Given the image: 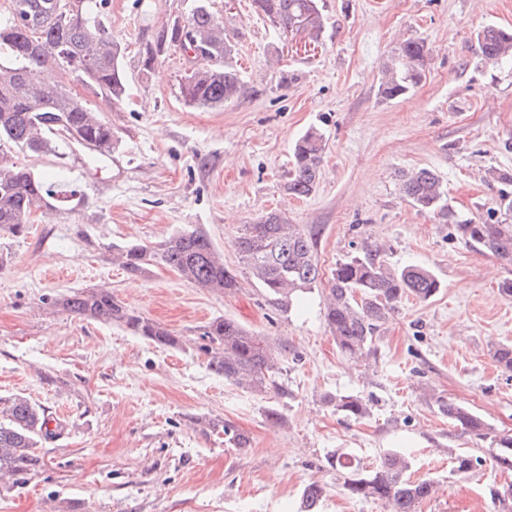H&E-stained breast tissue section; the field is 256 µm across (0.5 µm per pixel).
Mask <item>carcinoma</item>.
I'll return each mask as SVG.
<instances>
[{"label": "carcinoma", "mask_w": 512, "mask_h": 512, "mask_svg": "<svg viewBox=\"0 0 512 512\" xmlns=\"http://www.w3.org/2000/svg\"><path fill=\"white\" fill-rule=\"evenodd\" d=\"M57 0H12L8 17L0 19V144L13 143L36 155L56 154L65 146H80L109 155L115 144L112 126L69 93L60 80H37L45 66L64 78L81 76L89 91L120 102L127 92L122 65L125 49L112 39L106 20L109 0H77L67 14L57 12ZM255 7L282 33L294 31L301 18L310 19L309 39L324 27L319 0H254ZM193 50V67L183 77L180 94L188 106L220 108L247 91L237 70L229 63L231 41L224 22L195 0L190 13L162 26L140 51L141 66L150 70L169 50ZM481 60L493 65L512 64V28L488 25L478 34ZM427 48L417 39L403 41L384 69L380 84L389 99L405 95L426 73ZM326 150L324 135L308 130L293 149V168L283 184L286 195H311L322 176ZM400 192L414 208L433 212L444 221L452 215L438 174L420 168L401 175ZM56 176H37L25 167L0 164V229L24 234L34 209L60 198ZM453 234L473 247L512 263V224L488 218L455 222ZM319 231L288 223L277 211L244 225L236 250L254 285L263 290L268 304L289 305L292 296L322 279L317 259ZM127 273L137 275L160 265L176 272L197 288L234 294L241 290L239 274L224 265V258L200 230L177 232L155 245L135 244L118 253ZM324 319L336 346L346 358L366 360L374 355L377 335L403 300L425 302L434 297L441 282L419 265L392 268L380 260L370 245L362 253L339 261L330 271ZM59 310L106 324H116L156 346L177 348L182 337L167 326L128 308L106 288L61 294L53 301ZM199 349L208 365L224 380L256 393L270 390L285 396L288 390L276 381L279 347L243 324L218 317L199 327ZM328 402L344 416L361 420L369 408L355 395H332ZM440 411L463 432L491 438L497 448L494 460L512 469V435H493L489 424L469 409L440 398ZM64 426L42 407L23 396L0 403V479L26 474L41 465L40 443L62 436ZM332 468L345 474L343 488L352 498L380 501L389 512H419L420 504L434 492V482L413 480L409 462L390 453L371 467L350 454L329 459ZM325 496L324 488L311 483L304 488L306 512H313Z\"/></svg>", "instance_id": "carcinoma-1"}]
</instances>
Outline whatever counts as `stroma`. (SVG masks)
<instances>
[{
	"mask_svg": "<svg viewBox=\"0 0 512 512\" xmlns=\"http://www.w3.org/2000/svg\"><path fill=\"white\" fill-rule=\"evenodd\" d=\"M318 42L284 39L252 0H209L234 32L231 64L249 92L218 109L184 104L190 61L161 57L142 71L139 51L191 0H110L108 27L125 48L129 96L107 105L70 83L111 125L108 156L85 148L40 157L7 144L0 161L79 186L81 202L36 209L25 235L0 230V396L27 397L64 421L42 443L37 471L0 481V512H301L302 490L325 486L318 512H385L349 497L329 457L363 465L397 451L412 479L437 493L420 512H512V485L490 441L463 434L437 399L480 415L493 434H512V372L496 346L512 345V299L498 285L512 264L452 238L448 224L402 198V173L434 170L449 210L481 220L512 185L485 182L512 172V65L484 64L477 35L512 27V0H320ZM429 51L426 77L407 95L385 98L384 63L406 39ZM327 140L322 177L305 198L283 195L293 147L309 128ZM319 231L323 271L355 255L362 241L390 266L428 267L441 281L426 302L408 299L382 326L377 353L354 364L337 349L323 307L326 282L267 305L241 274L235 294L203 291L165 267L132 276L115 248L156 243L203 229L226 265L239 267L235 240L267 212ZM108 288L115 299L181 334L161 348L115 325L54 307L74 290ZM234 319L282 346L279 383L287 397L255 393L212 371L197 329ZM356 395L369 415L353 420L326 395ZM277 410L283 423L269 420ZM249 439L224 442L225 424ZM477 457L466 475L452 454Z\"/></svg>",
	"mask_w": 512,
	"mask_h": 512,
	"instance_id": "stroma-1",
	"label": "stroma"
}]
</instances>
